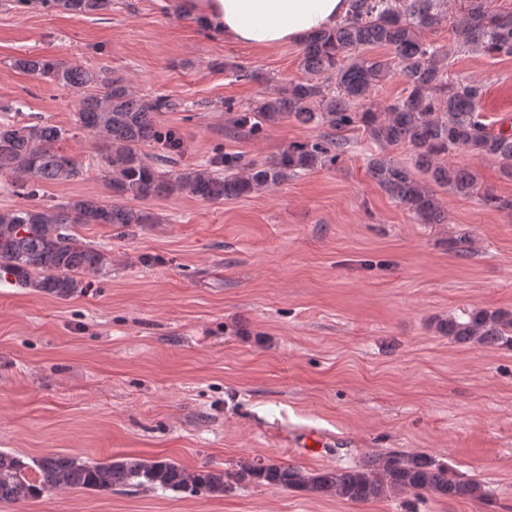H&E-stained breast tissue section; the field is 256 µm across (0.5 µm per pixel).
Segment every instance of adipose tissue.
I'll list each match as a JSON object with an SVG mask.
<instances>
[{
  "instance_id": "obj_1",
  "label": "adipose tissue",
  "mask_w": 512,
  "mask_h": 512,
  "mask_svg": "<svg viewBox=\"0 0 512 512\" xmlns=\"http://www.w3.org/2000/svg\"><path fill=\"white\" fill-rule=\"evenodd\" d=\"M205 32L256 48L303 41L346 15L348 0H178Z\"/></svg>"
}]
</instances>
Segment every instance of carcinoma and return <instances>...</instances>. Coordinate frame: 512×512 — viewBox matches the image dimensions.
<instances>
[{
  "mask_svg": "<svg viewBox=\"0 0 512 512\" xmlns=\"http://www.w3.org/2000/svg\"><path fill=\"white\" fill-rule=\"evenodd\" d=\"M41 2L74 15L96 14L112 6V0ZM442 2L349 0L344 20L302 43V78L275 89L252 112L226 107L233 126L255 138L284 120L321 126L323 134L289 142L267 165L226 152L216 162L224 167L222 173L207 168L163 170L147 161L142 152L145 145L160 146L167 160L182 152L180 138L161 132L156 124L158 113L173 112L182 103L166 97L140 99L124 77L109 69L41 55L14 59L15 69L80 96L76 127L95 140L97 163L109 177L111 199L71 197L53 206L31 203L0 211V274L22 288L70 299L89 286L83 276L100 273L109 265L107 252L84 242L75 228L150 223L149 214L126 205L125 199L181 194L220 201L271 190L290 176L335 165L344 153L343 133L355 128L382 150L409 149L410 164L377 154L368 161V173L422 223L444 222L440 190L463 196L480 192L486 204L511 208V201L480 191L471 171L443 162L449 152L465 149L499 160L512 177V126L494 130L485 124L483 84L466 78L448 84L449 50L422 39L424 30L442 21ZM452 30L458 48L512 57V11L496 9L493 0H464ZM371 46L387 48L392 57L363 53ZM394 64L406 84L405 94L379 108L363 107ZM328 78L336 81L333 94L325 85ZM69 137L67 130L42 120L1 121L0 176L9 179L13 191L31 200L45 184L82 179V163L63 147ZM435 328L458 344L512 348L511 310L475 309L464 321L439 319ZM250 484L352 503L401 494L489 502V492L479 480L459 476L447 464L418 452L391 451L352 466L312 473L260 459L241 460L231 469L189 471L171 459L97 460L60 453L27 459L0 450V505L33 502L64 488L222 496Z\"/></svg>",
  "mask_w": 512,
  "mask_h": 512,
  "instance_id": "1",
  "label": "carcinoma"
}]
</instances>
